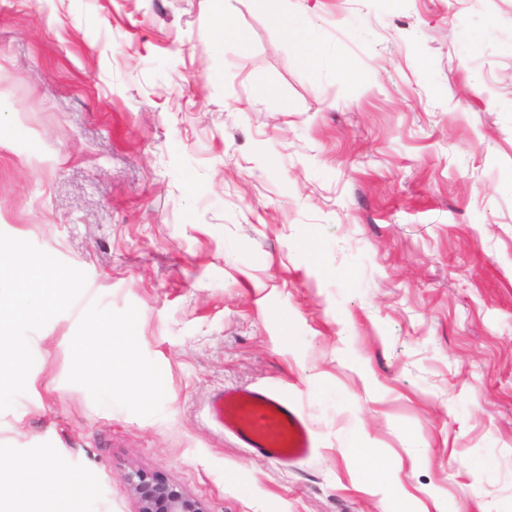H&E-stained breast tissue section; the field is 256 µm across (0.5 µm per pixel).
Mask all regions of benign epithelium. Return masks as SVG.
<instances>
[{
	"mask_svg": "<svg viewBox=\"0 0 512 512\" xmlns=\"http://www.w3.org/2000/svg\"><path fill=\"white\" fill-rule=\"evenodd\" d=\"M124 480L138 501L139 512H206L199 500L157 472L133 467Z\"/></svg>",
	"mask_w": 512,
	"mask_h": 512,
	"instance_id": "benign-epithelium-1",
	"label": "benign epithelium"
}]
</instances>
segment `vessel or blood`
Returning <instances> with one entry per match:
<instances>
[{
	"label": "vessel or blood",
	"instance_id": "vessel-or-blood-1",
	"mask_svg": "<svg viewBox=\"0 0 512 512\" xmlns=\"http://www.w3.org/2000/svg\"><path fill=\"white\" fill-rule=\"evenodd\" d=\"M211 421L244 447L280 462H296L314 451L306 417L288 400L264 388L229 387L208 404Z\"/></svg>",
	"mask_w": 512,
	"mask_h": 512
}]
</instances>
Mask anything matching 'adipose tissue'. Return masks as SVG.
<instances>
[{"label": "adipose tissue", "instance_id": "obj_1", "mask_svg": "<svg viewBox=\"0 0 512 512\" xmlns=\"http://www.w3.org/2000/svg\"><path fill=\"white\" fill-rule=\"evenodd\" d=\"M63 278L39 260L20 261L15 249L0 248V301L21 317L36 319L67 300ZM20 337L0 332V405L11 402L20 380L16 350ZM71 504L79 512L71 475L52 461L35 457L15 468L13 485L0 492V512H43L44 500Z\"/></svg>", "mask_w": 512, "mask_h": 512}]
</instances>
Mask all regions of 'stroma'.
<instances>
[{
  "instance_id": "1",
  "label": "stroma",
  "mask_w": 512,
  "mask_h": 512,
  "mask_svg": "<svg viewBox=\"0 0 512 512\" xmlns=\"http://www.w3.org/2000/svg\"><path fill=\"white\" fill-rule=\"evenodd\" d=\"M226 11L0 0V245L74 276L23 327L0 472L52 458L86 512H138L134 467L207 512H512V0ZM227 386L315 453L221 432ZM211 421L244 446L280 462L312 455L314 437L306 417L288 400L264 388L229 387L208 404Z\"/></svg>"
}]
</instances>
